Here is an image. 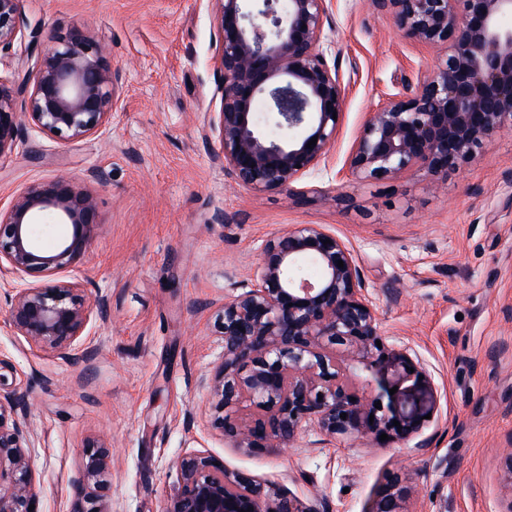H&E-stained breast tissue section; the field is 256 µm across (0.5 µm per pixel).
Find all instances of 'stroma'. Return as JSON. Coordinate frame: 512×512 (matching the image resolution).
<instances>
[{
	"mask_svg": "<svg viewBox=\"0 0 512 512\" xmlns=\"http://www.w3.org/2000/svg\"><path fill=\"white\" fill-rule=\"evenodd\" d=\"M35 43L0 50V75L22 82L53 37L82 28L112 64V121L64 142L22 120L0 159V205L66 175L96 198L93 244L71 271L93 301L90 334L64 358L31 346L4 319L0 358L28 404L42 512H68L70 477L90 448L112 449L111 512H165L176 461L195 443L233 472L266 480L319 512H369L390 473L415 486L406 512H506L512 451V128L434 187L422 171L351 178L345 159L377 104L409 94L435 49L404 38L367 0H335L324 23L328 66L347 87L326 166L296 184L302 201L249 192L205 137L219 111L221 37L213 0H23ZM98 179H91V172ZM318 224L350 249L387 344L430 375L423 392L393 368L353 364L366 392L395 388L404 408H432L420 432L381 448L356 435L321 442L309 429L275 452L234 447L214 424L206 383L224 354L216 317L250 284L266 240Z\"/></svg>",
	"mask_w": 512,
	"mask_h": 512,
	"instance_id": "35a3bbf8",
	"label": "stroma"
}]
</instances>
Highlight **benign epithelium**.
Listing matches in <instances>:
<instances>
[{
    "label": "benign epithelium",
    "instance_id": "1",
    "mask_svg": "<svg viewBox=\"0 0 512 512\" xmlns=\"http://www.w3.org/2000/svg\"><path fill=\"white\" fill-rule=\"evenodd\" d=\"M20 2L0 0V47L25 37ZM213 2L223 73L220 111L209 120L219 143L214 159L250 192L294 197V184L328 160L344 114L346 87L323 49L333 0H288L285 9L280 0ZM371 4L391 13L406 37L435 48L438 59L411 94L389 97L368 113L347 172L379 181L419 168L439 186L493 134L512 127V26L505 24L512 0ZM23 89L31 123L59 140L99 135L112 120V66L104 47L79 28L52 40L26 71ZM16 93L0 76V159L18 146ZM259 98L282 131L276 138L254 117ZM95 208L92 193L64 178L27 187L0 207V281L14 282L5 323L62 357L89 336L93 307L79 283L61 273L91 248ZM48 219L70 225V235L45 245ZM306 263L318 267L316 277L300 273ZM218 332L224 357L209 387L221 413L216 423L237 448H286L308 427L327 439L356 434L377 442L385 433L394 442L425 423L428 411L378 406V396L359 395L345 382L344 366L361 362L387 364L414 387L431 388L408 350L376 345V308L358 266L345 243L318 224H293L263 244L254 284L224 297ZM22 416L14 392L0 394V512H39L33 442ZM109 465V447L101 444L70 478V512H109ZM177 467L166 512H318L273 483L226 469L204 450L185 452ZM414 493L393 473L370 512H403Z\"/></svg>",
    "mask_w": 512,
    "mask_h": 512
}]
</instances>
